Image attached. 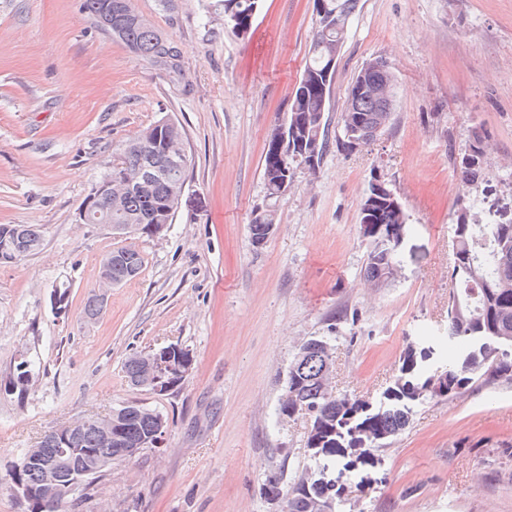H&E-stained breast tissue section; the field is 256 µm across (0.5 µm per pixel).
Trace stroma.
Wrapping results in <instances>:
<instances>
[{"instance_id":"stroma-1","label":"stroma","mask_w":512,"mask_h":512,"mask_svg":"<svg viewBox=\"0 0 512 512\" xmlns=\"http://www.w3.org/2000/svg\"><path fill=\"white\" fill-rule=\"evenodd\" d=\"M132 6L178 43L190 94L97 27L83 0H0V224L44 232L36 254L0 264V374L23 349L37 373L24 402L0 399V512H25L6 472L23 449L128 403L163 414V442L113 461L65 512H271L269 476L293 479L308 462L306 416L278 414L299 345L329 337L337 393L368 399L445 328L454 212L474 196L459 175L471 129L488 137L489 202L512 206V0H359L329 121L376 57L397 78L391 121L361 152L297 169L260 246L249 224L268 203L264 147L308 58L314 0H263L243 37L202 0ZM162 119L182 128L188 157L172 224L119 237L82 223L113 155ZM376 176L411 225L402 275L382 288L363 277L357 232ZM124 246L142 270L104 288L100 261ZM61 284L63 313L50 302ZM172 344L193 356L180 386L159 395L128 382L127 357ZM507 444L512 383L424 401L385 447L345 457L354 482L340 512H512Z\"/></svg>"}]
</instances>
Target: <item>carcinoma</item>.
<instances>
[{
	"mask_svg": "<svg viewBox=\"0 0 512 512\" xmlns=\"http://www.w3.org/2000/svg\"><path fill=\"white\" fill-rule=\"evenodd\" d=\"M262 0H215L213 7L224 16V24L237 34L252 27ZM325 9H315V28L309 47V59L292 96L288 109V143L318 141L316 164H321L330 147L340 146L339 138H330L326 112L331 110L333 80L324 72L336 47L344 45L348 30L344 23L355 13L358 0H324ZM136 12L131 0H112V26L107 31L122 42L132 53L181 80L183 62L175 40L149 23L135 21ZM396 93L390 100H379L368 94L355 95L348 90L346 105L339 115L340 133L350 130L364 146L381 134L383 122L390 120L386 108L394 106ZM156 128L149 126L128 141L114 161L121 171L133 176L152 173L144 187L128 193L122 208L112 210V224H139L140 231L153 233L151 224L166 214L171 220L178 208L172 199V189L184 184L186 168L160 169L154 140ZM487 152L485 136L473 130L469 136L468 151L460 162V175L474 190L486 192L490 183L488 163H480L479 156ZM279 171L275 149L265 146L263 180L270 199L281 196L274 183ZM375 221L364 223L359 217L358 232L368 243L364 276L376 287L395 281L403 269V257L392 239L401 230H407L405 212L389 205L373 207ZM483 208L475 203L461 206L455 212L452 236V291L448 298V326L445 335L438 337L446 356V363L427 368L417 357L406 354L387 389L391 398L383 411L361 409L362 400L350 395H332L322 389L320 374L325 362L332 358L330 344L324 337H311L298 348L288 369V409L295 405L315 409L307 447L318 448L321 454L310 460L309 466L320 473L336 466L343 454L345 439L353 428L381 430L386 438L403 432L412 419L414 408L421 400L453 396L476 381L496 384L512 382V220L482 217ZM42 244V231L36 224H0V264L11 263L34 254ZM109 276L119 285L135 278L143 266V256L134 247L114 250ZM173 364L181 375L174 384L180 385L189 372L193 357L181 348L173 350ZM13 362L0 376V393L25 399L28 391L27 372L34 371L32 362ZM421 394V400L414 398ZM117 426L112 439L105 438L92 418L87 417L70 437L68 447L79 452L93 451L100 455L121 456L124 448L138 443L142 448H154L157 433L167 432L168 422L162 414L137 403L115 410ZM17 458L16 462H21ZM14 462V463H16ZM8 464L11 484L24 483L35 491L24 501L26 512H63L64 499L43 501L36 494L42 481V470L33 465L21 469ZM344 488L336 485L304 483L300 474L289 482L285 496L288 512H310L309 503L320 500L331 502L330 512H338Z\"/></svg>",
	"mask_w": 512,
	"mask_h": 512,
	"instance_id": "1",
	"label": "carcinoma"
}]
</instances>
